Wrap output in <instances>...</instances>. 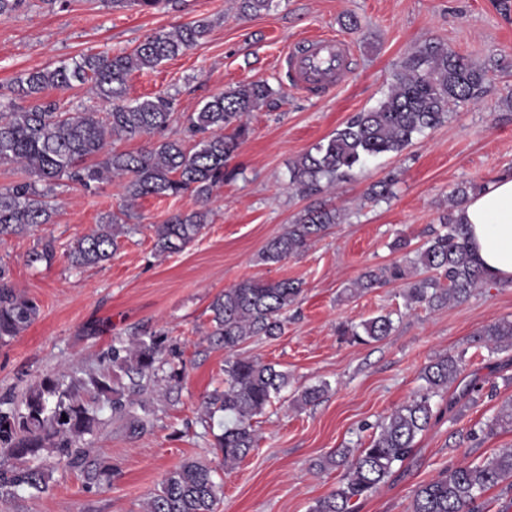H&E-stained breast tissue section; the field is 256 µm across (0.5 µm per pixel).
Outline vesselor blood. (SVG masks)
<instances>
[{"label":"vessel or blood","mask_w":512,"mask_h":512,"mask_svg":"<svg viewBox=\"0 0 512 512\" xmlns=\"http://www.w3.org/2000/svg\"><path fill=\"white\" fill-rule=\"evenodd\" d=\"M351 59L347 42L313 37L307 40L304 52L288 51L284 66L293 89L313 94L338 85Z\"/></svg>","instance_id":"vessel-or-blood-1"}]
</instances>
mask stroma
<instances>
[{
	"label": "stroma",
	"mask_w": 512,
	"mask_h": 512,
	"mask_svg": "<svg viewBox=\"0 0 512 512\" xmlns=\"http://www.w3.org/2000/svg\"><path fill=\"white\" fill-rule=\"evenodd\" d=\"M498 3L274 0L270 10L244 17L234 0H161L145 11L112 10L100 0H26L0 15L3 95L21 74L90 49L128 51L148 33L203 18L211 30L197 45L130 77L131 97L173 98L168 136H180L189 114L230 87L263 81L274 91L248 116L251 133L231 162L236 175L214 190L209 224L183 251L155 254L150 227L196 210L195 198L144 197L135 205L137 225L121 236L114 258L79 270L69 266L64 253L74 239L124 205L116 179L92 192L58 188L60 206L51 223L0 243V266L40 306L26 330L0 344V397L21 398L46 374L99 367L113 342L144 330H165L186 363L178 397H147L153 425L145 433L130 436L111 410L102 411L89 449L115 469L111 483L86 489L80 471L49 457L48 491L0 501V512H141L175 466L213 461L200 403L221 384L226 355L207 341L209 305L248 278L296 279L303 292L281 336L256 338L240 349L286 371L290 384L255 417L257 448L234 468L220 470L217 512H310L345 474L341 467L319 470L318 460L338 448L367 446L378 424L422 389L423 368L444 355L465 353L464 371L447 393L433 397L434 415L413 455L357 512H409L416 489L441 470L512 446V430L493 436L479 431L512 397V349L491 353L473 343L484 326L512 320V281L490 282L436 310L408 306L399 282L356 287L365 272L412 257L446 213L457 184H483L512 171V107L506 102L512 95V12L501 13ZM351 17L359 29L347 28ZM316 36L346 40L354 60L343 83L307 95L291 88L280 57ZM428 40L480 65L503 58L511 67L489 71L478 98L452 106L442 125L402 152L368 161L352 180L321 193L320 201L342 213L327 236L284 263L261 262L265 243L311 203L289 188V165L352 115L376 106L405 57ZM388 178L394 181L391 196L369 200L370 186ZM401 236L409 249L393 250ZM41 237L55 239L58 255L52 266L34 268L26 259ZM381 314L394 322L382 340L353 344L338 332ZM323 382L329 390L319 401L296 406L306 388Z\"/></svg>",
	"instance_id": "stroma-1"
}]
</instances>
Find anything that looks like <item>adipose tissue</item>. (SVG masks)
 Returning a JSON list of instances; mask_svg holds the SVG:
<instances>
[{
	"label": "adipose tissue",
	"instance_id": "obj_1",
	"mask_svg": "<svg viewBox=\"0 0 512 512\" xmlns=\"http://www.w3.org/2000/svg\"><path fill=\"white\" fill-rule=\"evenodd\" d=\"M473 250L488 276L512 280V175L490 181L462 212Z\"/></svg>",
	"mask_w": 512,
	"mask_h": 512
}]
</instances>
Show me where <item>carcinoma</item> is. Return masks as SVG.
<instances>
[{
  "label": "carcinoma",
  "instance_id": "1",
  "mask_svg": "<svg viewBox=\"0 0 512 512\" xmlns=\"http://www.w3.org/2000/svg\"><path fill=\"white\" fill-rule=\"evenodd\" d=\"M160 0H102L112 9L146 10ZM273 0H240L244 16L267 11ZM210 23L198 20L172 30H156L129 52H84L69 61L50 64L20 76L12 93L31 100L27 107L0 101V165H13L29 179L0 190V240L23 236L55 214L52 195L60 182L91 188L109 178L122 180L130 200L193 195L209 200L213 189L233 177L229 167L249 135L246 117L273 95L265 82L237 85L206 101L188 116L186 135L169 138L163 132L173 121L174 102L167 96L128 98V79L135 71L153 69L201 40ZM489 67L435 41L422 43L394 74L388 93L379 104L355 113L289 166V183L306 196L323 192L351 179L357 168L386 153H399L413 139L433 130L448 118V106L472 100L482 92ZM88 84L109 110L69 112L60 102L47 100L49 89L66 91ZM158 137L136 152H117L118 139ZM484 186L461 183L449 194L450 207L440 228L415 250L409 265L393 263L363 275L365 290L403 281L411 303L430 308L448 301H463L488 280L469 245L466 225L458 212ZM132 218L130 208L112 214L105 224L78 237L67 258L74 268L97 265L119 248L122 225ZM204 207L176 213L161 224L150 225L154 248L160 254L182 251L205 229ZM340 223L339 211L319 202L301 211L288 230L267 242L260 254L266 264H279L305 251ZM55 240L42 237L28 254L29 265L51 266ZM302 292L293 279H246L224 290L210 304L208 339L223 347L224 384L201 402L205 431L222 421V433L213 435V447L227 465L246 457L258 442L253 417L262 413L288 387L289 376L275 365L244 357L238 350L249 340L280 336L288 309ZM40 307L18 291L0 267V343L23 332L39 316ZM393 329L390 315H378L360 328L341 327L340 333L356 343L378 341ZM474 342L491 352L512 347V320L485 326ZM112 366L96 371L54 373L32 383L20 402L0 401V500L24 491L44 493L49 474L41 460L53 454L80 470L86 483L111 482L112 467L90 457L85 437L100 424L106 407L112 416L127 421L131 434L144 431L147 416L133 411L139 397L155 383L177 389L184 373L179 353L164 331L145 332L112 344ZM466 366L465 354L446 355L424 367V392L398 407L380 425L364 448H337L318 466L344 467L346 473L329 494L317 499L310 512H355L357 503L390 477L410 457L418 434L433 416L432 395L448 389ZM512 429V398L504 401L481 432L493 435ZM217 468L198 460H185L164 479L142 506L143 512H215L222 491ZM512 486V448L503 449L481 464L459 463L439 472L415 491L410 512H478L477 499L501 484Z\"/></svg>",
  "mask_w": 512,
  "mask_h": 512
}]
</instances>
